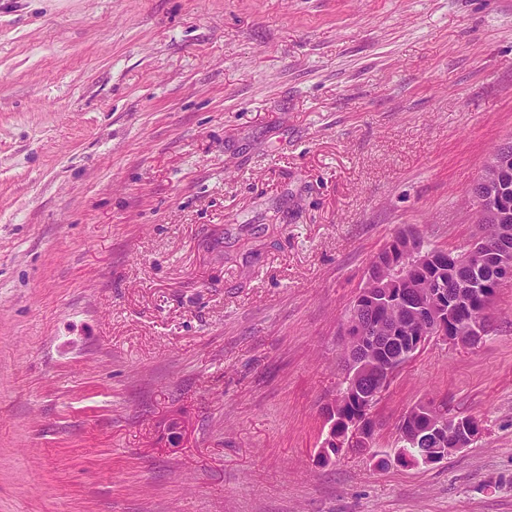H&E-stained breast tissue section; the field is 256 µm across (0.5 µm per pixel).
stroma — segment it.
Masks as SVG:
<instances>
[{
	"instance_id": "obj_1",
	"label": "stroma",
	"mask_w": 512,
	"mask_h": 512,
	"mask_svg": "<svg viewBox=\"0 0 512 512\" xmlns=\"http://www.w3.org/2000/svg\"><path fill=\"white\" fill-rule=\"evenodd\" d=\"M510 141L512 0H0V512H512V281L318 460L371 261ZM422 403L479 433L405 467ZM348 399V392L341 393L340 400L326 407L329 417L327 420L328 431L319 448V456L324 460H331L332 458L344 454L350 448H368L370 447L374 430L375 422L371 411L365 417H355L346 427L336 429L335 415L344 406V401Z\"/></svg>"
}]
</instances>
